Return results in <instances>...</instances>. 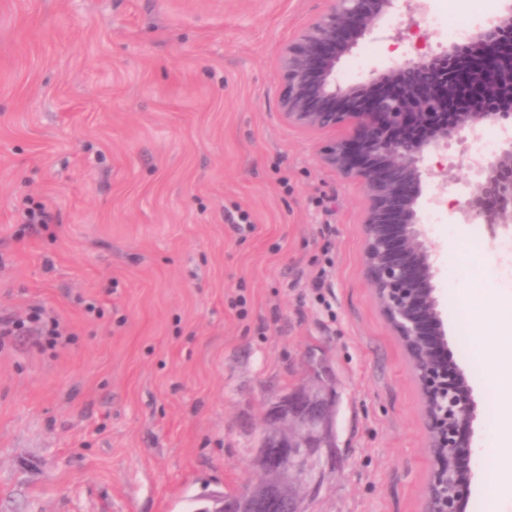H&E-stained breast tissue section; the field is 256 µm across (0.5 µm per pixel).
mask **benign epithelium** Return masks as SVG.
<instances>
[{
	"mask_svg": "<svg viewBox=\"0 0 512 512\" xmlns=\"http://www.w3.org/2000/svg\"><path fill=\"white\" fill-rule=\"evenodd\" d=\"M329 8L281 49L280 112L291 126L319 131L349 126L325 143L321 162L358 182L364 272L376 303L401 342L417 383L432 469L423 512H465L472 484L475 404L461 371L448 363L432 252L419 228L424 159L453 140L481 138L512 107V0L463 44L406 59L367 83L336 84L333 73L377 23L421 0H329ZM479 175L463 202L491 238L512 228V135L492 155H475ZM335 394L317 375L269 404L251 465L261 479L226 512H308L305 502L335 453Z\"/></svg>",
	"mask_w": 512,
	"mask_h": 512,
	"instance_id": "7a95c632",
	"label": "benign epithelium"
}]
</instances>
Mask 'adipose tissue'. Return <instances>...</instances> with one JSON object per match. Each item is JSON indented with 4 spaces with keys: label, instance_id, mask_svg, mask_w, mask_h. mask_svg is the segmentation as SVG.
<instances>
[{
    "label": "adipose tissue",
    "instance_id": "adipose-tissue-1",
    "mask_svg": "<svg viewBox=\"0 0 512 512\" xmlns=\"http://www.w3.org/2000/svg\"><path fill=\"white\" fill-rule=\"evenodd\" d=\"M485 284L471 281L469 287L453 291L454 303L464 310L470 326V341L480 361L491 365L501 423L490 446L493 456L488 471L486 497L488 512H502L512 500V290L491 307Z\"/></svg>",
    "mask_w": 512,
    "mask_h": 512
}]
</instances>
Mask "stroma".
<instances>
[{
	"mask_svg": "<svg viewBox=\"0 0 512 512\" xmlns=\"http://www.w3.org/2000/svg\"><path fill=\"white\" fill-rule=\"evenodd\" d=\"M392 14L336 65L345 85L432 46L460 11ZM328 0H0V512H195L251 485L268 404L321 358L336 393V467L309 512H422L431 460L408 357L364 274L359 184L319 160L350 135L279 109L282 47ZM421 207L448 356L473 389V493L487 512L493 377L450 311L453 274L512 286V235L456 211L475 186L460 146L431 155ZM52 212L25 225L26 199ZM321 276L322 287L312 285ZM94 311H87V304Z\"/></svg>",
	"mask_w": 512,
	"mask_h": 512,
	"instance_id": "1",
	"label": "stroma"
}]
</instances>
